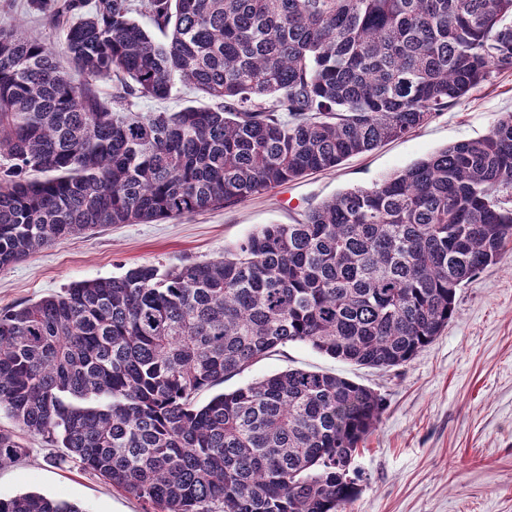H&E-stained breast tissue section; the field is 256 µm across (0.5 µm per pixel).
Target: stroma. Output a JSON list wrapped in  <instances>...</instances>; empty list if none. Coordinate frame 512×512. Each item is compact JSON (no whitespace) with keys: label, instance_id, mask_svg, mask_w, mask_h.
I'll list each match as a JSON object with an SVG mask.
<instances>
[{"label":"stroma","instance_id":"obj_1","mask_svg":"<svg viewBox=\"0 0 512 512\" xmlns=\"http://www.w3.org/2000/svg\"><path fill=\"white\" fill-rule=\"evenodd\" d=\"M0 27L59 47L63 32L0 0ZM512 113V68L489 78L405 137L352 156L227 208L153 224H115L57 240L0 269V308L62 293L70 284L132 267L176 266L223 255L264 224H293L339 192L368 187L454 143L486 135ZM288 368L333 372L378 393L385 410L352 469L360 493L351 512H512V244L456 296L447 327L407 364L359 367L290 343L226 381L231 391ZM0 466V499L36 492L83 512H142L135 498L65 459L41 437Z\"/></svg>","mask_w":512,"mask_h":512}]
</instances>
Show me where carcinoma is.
<instances>
[{"label": "carcinoma", "instance_id": "obj_1", "mask_svg": "<svg viewBox=\"0 0 512 512\" xmlns=\"http://www.w3.org/2000/svg\"><path fill=\"white\" fill-rule=\"evenodd\" d=\"M28 7L64 26L69 67L0 28V269L60 238L227 207L336 168L512 68V0ZM113 76L124 85L109 97L99 83ZM179 83L221 106L125 111ZM511 242L510 113L220 258L142 265L0 308V412L143 512H348L378 393L288 369L198 396L289 343L402 366ZM25 452L0 428V465ZM0 512L83 510L25 493Z\"/></svg>", "mask_w": 512, "mask_h": 512}]
</instances>
